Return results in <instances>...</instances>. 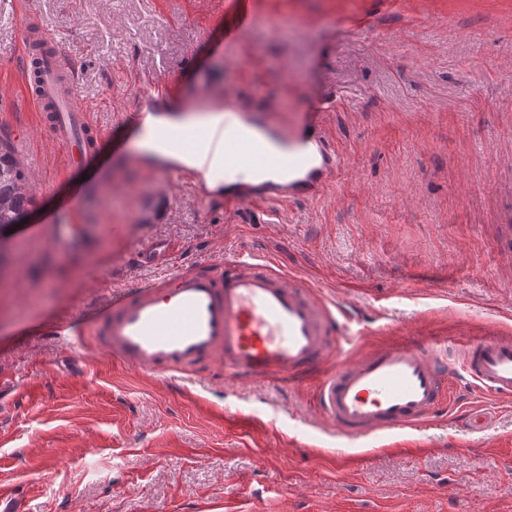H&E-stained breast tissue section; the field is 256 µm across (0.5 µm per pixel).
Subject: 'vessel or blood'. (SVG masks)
<instances>
[{
  "instance_id": "b4317fda",
  "label": "vessel or blood",
  "mask_w": 512,
  "mask_h": 512,
  "mask_svg": "<svg viewBox=\"0 0 512 512\" xmlns=\"http://www.w3.org/2000/svg\"><path fill=\"white\" fill-rule=\"evenodd\" d=\"M19 17L27 100L41 112L70 159L100 138L88 106L76 93L77 73L61 59L55 39L34 18L28 0H7ZM155 151L141 164L160 180L203 189L213 167L248 172L224 192L226 205L265 206L268 217L296 199L313 201L338 179L343 159L326 136L320 113L305 126L283 125L224 102V122L203 119L212 102L200 95L171 102L166 86L146 85ZM190 155L187 166L182 156ZM345 313L319 300L310 285L249 252L224 262L223 278L208 271L165 269L158 281L118 295L88 326L101 345L143 372L166 377L201 360L220 359L230 379H294L319 374V413L349 439L424 422L447 405V384L463 380L493 398H512V338L466 344L455 364L439 363L435 345L392 346L356 360L340 355ZM335 367H328V359Z\"/></svg>"
}]
</instances>
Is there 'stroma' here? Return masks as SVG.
<instances>
[{"label": "stroma", "mask_w": 512, "mask_h": 512, "mask_svg": "<svg viewBox=\"0 0 512 512\" xmlns=\"http://www.w3.org/2000/svg\"><path fill=\"white\" fill-rule=\"evenodd\" d=\"M79 69L102 132L92 176L27 102L17 24L0 16V138L25 139L33 203L0 281V497L11 512H512V400L466 389L417 427L349 440L313 405L318 376L225 379L220 360L147 374L68 328L156 278L273 255L350 315L357 359L427 341L512 337V0H31ZM253 24L224 39L240 12ZM283 124L331 103L346 158L315 201L267 223L160 182L130 157L145 82ZM82 189L78 243L52 239ZM487 419L467 423L470 409ZM245 415L239 429L225 415ZM81 194L80 187H74L72 193L69 197L62 199L58 204V212L65 216V219L59 221L55 225V235L58 242L69 245L72 243L71 237L63 232H60L59 229L65 227L68 224H73L74 222V213H75V204L78 197ZM66 222L67 224H63Z\"/></svg>", "instance_id": "35a3bbf8"}]
</instances>
